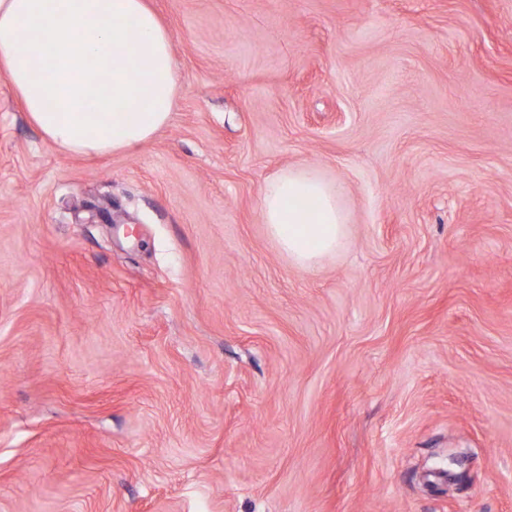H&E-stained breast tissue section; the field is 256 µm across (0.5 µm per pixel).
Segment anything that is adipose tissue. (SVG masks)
<instances>
[{
	"label": "adipose tissue",
	"instance_id": "ef3b65f1",
	"mask_svg": "<svg viewBox=\"0 0 512 512\" xmlns=\"http://www.w3.org/2000/svg\"><path fill=\"white\" fill-rule=\"evenodd\" d=\"M0 74L32 123L80 155L137 149L168 124L179 91L171 34L146 0H0ZM343 196L310 167L266 181L263 221L294 265L316 270L345 247Z\"/></svg>",
	"mask_w": 512,
	"mask_h": 512
}]
</instances>
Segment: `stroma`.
Masks as SVG:
<instances>
[{
    "mask_svg": "<svg viewBox=\"0 0 512 512\" xmlns=\"http://www.w3.org/2000/svg\"><path fill=\"white\" fill-rule=\"evenodd\" d=\"M133 152L0 75V512H512V0H149ZM347 188L320 270L267 178Z\"/></svg>",
    "mask_w": 512,
    "mask_h": 512,
    "instance_id": "1",
    "label": "stroma"
}]
</instances>
